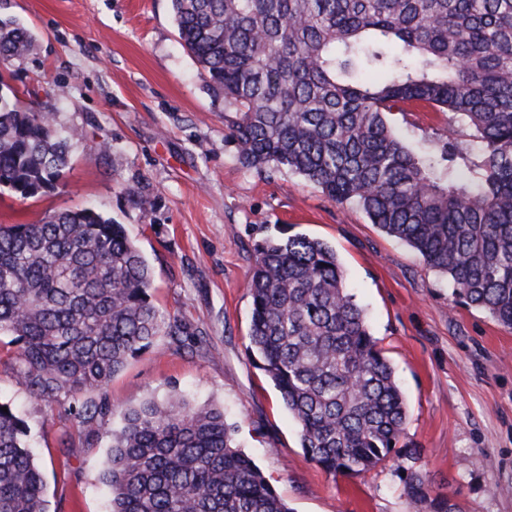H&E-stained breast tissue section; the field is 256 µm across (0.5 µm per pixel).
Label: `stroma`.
<instances>
[{
  "instance_id": "stroma-1",
  "label": "stroma",
  "mask_w": 512,
  "mask_h": 512,
  "mask_svg": "<svg viewBox=\"0 0 512 512\" xmlns=\"http://www.w3.org/2000/svg\"><path fill=\"white\" fill-rule=\"evenodd\" d=\"M35 35L0 78L24 104L84 134L64 183L23 200L0 190V224H36L93 206L124 224L154 273L156 304L204 327L201 345L167 337L128 360L102 394L105 415L62 416L0 362V399L35 435L49 512H109V432L145 399L186 395L223 408L242 450L293 512H418L395 465L334 477L310 461L296 421L248 354L254 246L278 228L331 245L395 372L418 470L464 512H512V330L454 303L452 287L361 208L328 201L301 176L243 168L224 137V100L179 45L171 0H0ZM404 142L434 151L441 112L393 113ZM155 199L142 210L127 186Z\"/></svg>"
}]
</instances>
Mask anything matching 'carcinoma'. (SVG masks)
Here are the masks:
<instances>
[{"instance_id":"cac0c4a2","label":"carcinoma","mask_w":512,"mask_h":512,"mask_svg":"<svg viewBox=\"0 0 512 512\" xmlns=\"http://www.w3.org/2000/svg\"><path fill=\"white\" fill-rule=\"evenodd\" d=\"M179 43L210 89L239 163L287 170L446 277L452 295L512 329V0H171ZM35 37L0 13V62ZM448 113L435 153L408 147L386 115ZM481 145L473 164L456 138ZM82 134L0 82V187L21 199L61 185ZM247 350L332 476L419 460L400 444L407 405L347 287L336 251L303 233L254 246ZM152 269L124 225L94 208L0 224V337L9 364L48 407L90 421L95 398L160 336L203 329L154 302ZM7 411H1V408ZM407 472L428 512H463ZM110 512H291L215 406L182 394L125 411L102 477ZM0 512H48L29 428L0 401Z\"/></svg>"}]
</instances>
